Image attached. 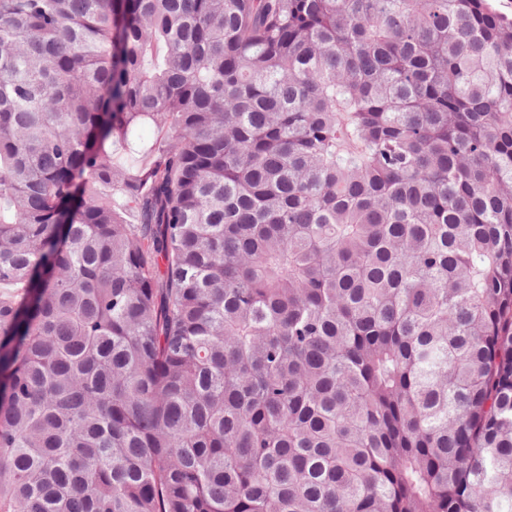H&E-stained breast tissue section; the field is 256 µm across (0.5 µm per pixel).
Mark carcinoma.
<instances>
[{
	"label": "carcinoma",
	"instance_id": "carcinoma-1",
	"mask_svg": "<svg viewBox=\"0 0 512 512\" xmlns=\"http://www.w3.org/2000/svg\"><path fill=\"white\" fill-rule=\"evenodd\" d=\"M0 512H512V19L0 0Z\"/></svg>",
	"mask_w": 512,
	"mask_h": 512
}]
</instances>
